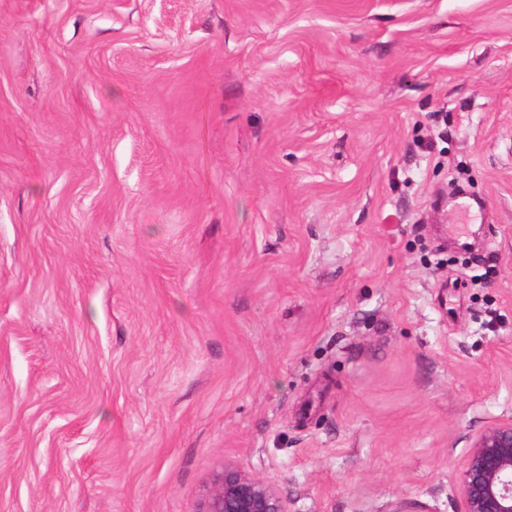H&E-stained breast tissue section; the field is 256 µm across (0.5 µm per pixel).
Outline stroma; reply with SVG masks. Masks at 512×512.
Segmentation results:
<instances>
[{
    "instance_id": "obj_1",
    "label": "stroma",
    "mask_w": 512,
    "mask_h": 512,
    "mask_svg": "<svg viewBox=\"0 0 512 512\" xmlns=\"http://www.w3.org/2000/svg\"><path fill=\"white\" fill-rule=\"evenodd\" d=\"M510 414L512 0H0V512H457ZM198 512H290L279 488L233 462L214 470Z\"/></svg>"
}]
</instances>
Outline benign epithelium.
Instances as JSON below:
<instances>
[{"label": "benign epithelium", "mask_w": 512, "mask_h": 512, "mask_svg": "<svg viewBox=\"0 0 512 512\" xmlns=\"http://www.w3.org/2000/svg\"><path fill=\"white\" fill-rule=\"evenodd\" d=\"M459 512H512V415L470 437L457 488ZM199 512H290L279 488L233 462L214 470Z\"/></svg>", "instance_id": "benign-epithelium-1"}]
</instances>
